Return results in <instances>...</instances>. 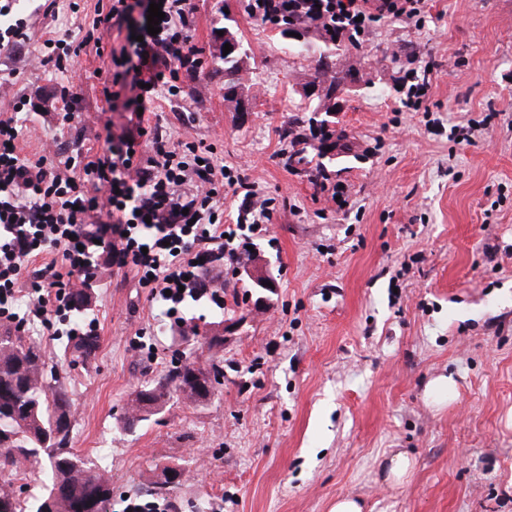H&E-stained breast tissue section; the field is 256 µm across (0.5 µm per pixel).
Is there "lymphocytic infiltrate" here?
<instances>
[{"label":"lymphocytic infiltrate","instance_id":"f902f5d3","mask_svg":"<svg viewBox=\"0 0 512 512\" xmlns=\"http://www.w3.org/2000/svg\"><path fill=\"white\" fill-rule=\"evenodd\" d=\"M165 17L157 35L134 48L112 46L104 93L113 110L151 111L159 96H180L181 76L200 78L204 61L192 43V0H161ZM322 22L332 17L344 30L364 33L384 17L421 23L424 0H245L250 17L268 22L289 9ZM19 131L0 119V319L19 321L13 300L21 280L34 298L30 315L41 322L74 311L69 277H90L99 255L130 269L150 296L177 316L186 299L224 302V286L205 281L217 262H240L250 232L272 219L268 201L231 170L215 166L194 144L175 148L161 126L136 135L106 136L94 160L72 162L67 172L31 161L16 148ZM239 197L238 234L224 221V192ZM53 262L39 270V256Z\"/></svg>","mask_w":512,"mask_h":512}]
</instances>
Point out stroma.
Returning a JSON list of instances; mask_svg holds the SVG:
<instances>
[{"mask_svg":"<svg viewBox=\"0 0 512 512\" xmlns=\"http://www.w3.org/2000/svg\"><path fill=\"white\" fill-rule=\"evenodd\" d=\"M97 2L56 0L48 14L43 0H16L28 35L0 51V119H14L23 157L37 160L48 141L55 162L89 161L106 132L122 131L103 93L109 59L94 43L70 80L24 63L46 39H81ZM193 3L208 90L196 96L184 80V98L158 100L145 122L173 145L210 149L270 198L272 222L254 234L247 264L274 288L255 305L237 265L220 264L206 276L223 283V305L186 301L178 324L133 271L103 264L96 279H71L93 292L91 360L74 353V337L28 323L72 400V448L112 478L108 512L152 500L165 464L187 472L166 497L172 512H330L345 495L365 512H512V0H426L422 26L373 23L344 59L368 84L337 113L346 137L318 168L289 163L282 135L309 61L243 0ZM227 22L250 54L238 112L213 54ZM423 71L429 110L413 112L403 86ZM70 84L81 101L66 124ZM334 185L345 204L327 201ZM196 333L224 343L208 348ZM187 361L219 371L212 400L172 396L127 431L133 391ZM440 376L456 383L443 403L428 394ZM399 452L413 469L395 485L385 467Z\"/></svg>","mask_w":512,"mask_h":512,"instance_id":"stroma-1","label":"stroma"}]
</instances>
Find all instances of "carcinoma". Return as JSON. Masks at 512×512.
I'll return each mask as SVG.
<instances>
[{
    "instance_id": "cac0c4a2",
    "label": "carcinoma",
    "mask_w": 512,
    "mask_h": 512,
    "mask_svg": "<svg viewBox=\"0 0 512 512\" xmlns=\"http://www.w3.org/2000/svg\"><path fill=\"white\" fill-rule=\"evenodd\" d=\"M287 28L305 30L312 36L306 43H290L288 48L300 56H312L308 85L329 89L351 71L342 63L349 47H358L357 38L344 35L329 26L313 25L301 16H290ZM246 51L219 56L224 62V74L236 78L243 67ZM338 103L329 95H319L298 107L311 112L308 119L312 136L324 141L336 134L333 111ZM324 118L316 119V114ZM97 349L94 336H81L74 346L78 357L87 360ZM207 369L191 362L175 368L169 375L175 388L187 381L189 375L204 374ZM166 397L162 386H143L131 398L127 424L147 420ZM72 404L61 390H51L45 372L40 346L26 342L21 327L0 328V471H14L24 465H46L41 483L42 493L26 505L11 489H0V512H105L112 499L111 478L106 476L90 456L78 454L70 446L72 433Z\"/></svg>"
}]
</instances>
